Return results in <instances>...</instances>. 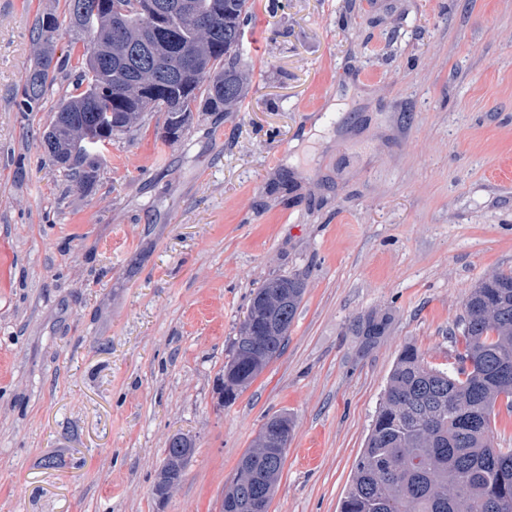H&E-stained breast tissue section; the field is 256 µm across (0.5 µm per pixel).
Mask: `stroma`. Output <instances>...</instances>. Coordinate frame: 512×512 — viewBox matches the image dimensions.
I'll list each match as a JSON object with an SVG mask.
<instances>
[{
	"label": "stroma",
	"mask_w": 512,
	"mask_h": 512,
	"mask_svg": "<svg viewBox=\"0 0 512 512\" xmlns=\"http://www.w3.org/2000/svg\"><path fill=\"white\" fill-rule=\"evenodd\" d=\"M251 3L240 111L176 141L150 118L86 190L40 145L78 63L42 111L12 103L64 0H0V512H219L276 415L269 512H340L401 351L454 362L473 286L512 268V0ZM276 275L305 284L287 346L221 403ZM176 434L194 452L161 497Z\"/></svg>",
	"instance_id": "35a3bbf8"
}]
</instances>
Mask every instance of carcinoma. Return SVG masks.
I'll return each instance as SVG.
<instances>
[{
    "mask_svg": "<svg viewBox=\"0 0 512 512\" xmlns=\"http://www.w3.org/2000/svg\"><path fill=\"white\" fill-rule=\"evenodd\" d=\"M64 0L63 14L38 17L37 54L14 108L39 112L71 54L56 55L64 30L82 44L83 67L41 135L48 161L90 189L96 182L87 138L97 143L129 133L145 116L164 129L186 130L195 112H237L250 64L241 52L249 0ZM305 291L293 276L267 279L252 293L224 366L236 392L280 357ZM458 365L444 371L420 352H401L356 463L340 512H512V448L495 445L498 402L512 411V270L481 279L464 303ZM384 317L361 326L371 344ZM191 442L166 453L155 492L178 483ZM277 448H251L224 491V512H263L282 473Z\"/></svg>",
    "mask_w": 512,
    "mask_h": 512,
    "instance_id": "cac0c4a2",
    "label": "carcinoma"
}]
</instances>
